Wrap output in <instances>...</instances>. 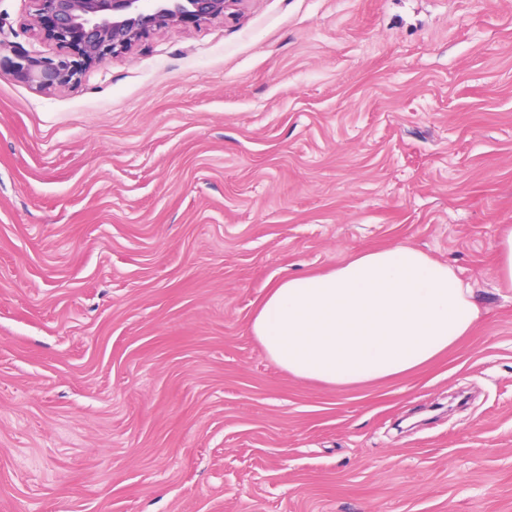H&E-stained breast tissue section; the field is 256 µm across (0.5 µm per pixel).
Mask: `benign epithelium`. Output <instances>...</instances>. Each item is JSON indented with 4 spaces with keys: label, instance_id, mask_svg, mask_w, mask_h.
<instances>
[{
    "label": "benign epithelium",
    "instance_id": "benign-epithelium-1",
    "mask_svg": "<svg viewBox=\"0 0 512 512\" xmlns=\"http://www.w3.org/2000/svg\"><path fill=\"white\" fill-rule=\"evenodd\" d=\"M33 21L56 57L17 54L15 76L43 90L72 85L83 73L126 54L151 32L224 17L240 0H31Z\"/></svg>",
    "mask_w": 512,
    "mask_h": 512
}]
</instances>
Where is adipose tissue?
I'll return each instance as SVG.
<instances>
[{
  "mask_svg": "<svg viewBox=\"0 0 512 512\" xmlns=\"http://www.w3.org/2000/svg\"><path fill=\"white\" fill-rule=\"evenodd\" d=\"M481 318L447 264L406 245L279 280L250 322L275 365L337 390L410 373L467 338Z\"/></svg>",
  "mask_w": 512,
  "mask_h": 512,
  "instance_id": "1",
  "label": "adipose tissue"
}]
</instances>
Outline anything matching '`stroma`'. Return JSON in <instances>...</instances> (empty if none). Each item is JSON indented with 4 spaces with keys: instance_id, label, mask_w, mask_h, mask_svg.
I'll return each instance as SVG.
<instances>
[{
    "instance_id": "35a3bbf8",
    "label": "stroma",
    "mask_w": 512,
    "mask_h": 512,
    "mask_svg": "<svg viewBox=\"0 0 512 512\" xmlns=\"http://www.w3.org/2000/svg\"><path fill=\"white\" fill-rule=\"evenodd\" d=\"M0 0V512H512V0H240L77 84ZM409 245L484 317L333 391L268 288ZM494 276L512 283V225L506 224L501 229L498 242V258L493 270Z\"/></svg>"
}]
</instances>
